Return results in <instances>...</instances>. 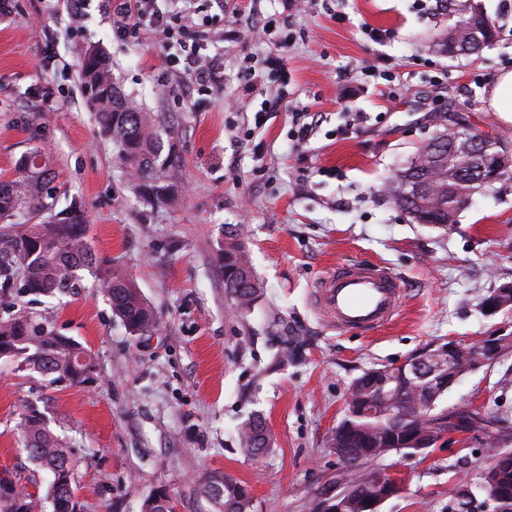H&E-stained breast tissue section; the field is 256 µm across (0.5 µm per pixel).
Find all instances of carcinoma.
Listing matches in <instances>:
<instances>
[{
    "label": "carcinoma",
    "instance_id": "cac0c4a2",
    "mask_svg": "<svg viewBox=\"0 0 512 512\" xmlns=\"http://www.w3.org/2000/svg\"><path fill=\"white\" fill-rule=\"evenodd\" d=\"M470 27L465 21L453 30L439 34L441 50L448 44L466 40ZM83 79L91 93L100 131L118 148L117 158L137 183L142 198L156 205H171L177 200L175 187L167 182L166 172L177 167L181 155L174 144L163 142L156 119L138 111L122 98L112 78L106 57L96 49L84 55ZM448 151L421 148L410 165L390 181L393 202L405 212L418 209L427 222L448 227V207L459 210L466 198L448 196V178L467 170L470 160L463 153L448 165ZM421 178L430 193L414 200L412 179ZM55 175L43 153L24 154L13 175L0 180V359L16 362L22 371L35 372L51 381L69 385L86 383L90 376L74 367L83 355L93 361L91 351L63 335L50 311L33 312L18 301L26 296L57 298L81 286L85 277L106 294L112 314L131 333L146 335L156 330L158 316L142 297L124 271L106 265L88 244L87 226L81 206L72 203L65 215L53 213L51 183ZM240 231H229L221 254L224 288L238 307L248 309L257 299L260 285L242 243ZM413 389H393V395L378 399L372 415L357 417L348 412L336 427L333 437L351 441L353 448L375 447L374 436L380 431L391 444L419 427L412 402ZM23 447L36 469L50 475L71 471V449L48 428L43 413L33 405L25 407L20 422ZM265 426L261 418L242 422L238 435L243 450L257 456L265 452ZM74 479L50 481L46 489L36 483V491L19 484L12 472H0V512H78ZM202 496L210 502L212 512H250L248 488L221 472H210L200 479Z\"/></svg>",
    "mask_w": 512,
    "mask_h": 512
}]
</instances>
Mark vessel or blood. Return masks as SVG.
<instances>
[{
    "label": "vessel or blood",
    "mask_w": 512,
    "mask_h": 512,
    "mask_svg": "<svg viewBox=\"0 0 512 512\" xmlns=\"http://www.w3.org/2000/svg\"><path fill=\"white\" fill-rule=\"evenodd\" d=\"M403 292L400 279L380 265L345 264L315 286L314 301L339 331H368L387 324Z\"/></svg>",
    "instance_id": "b4317fda"
}]
</instances>
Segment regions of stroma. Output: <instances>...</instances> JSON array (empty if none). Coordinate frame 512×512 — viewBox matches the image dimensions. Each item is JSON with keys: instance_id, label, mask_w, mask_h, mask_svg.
I'll return each mask as SVG.
<instances>
[{"instance_id": "35a3bbf8", "label": "stroma", "mask_w": 512, "mask_h": 512, "mask_svg": "<svg viewBox=\"0 0 512 512\" xmlns=\"http://www.w3.org/2000/svg\"><path fill=\"white\" fill-rule=\"evenodd\" d=\"M478 2L498 37L480 55L451 58L431 47L436 0H317L305 12L284 11L281 0H195L194 31L224 61L222 87L198 92L151 32L117 39L98 5L72 35L64 0H12L0 16V180L41 149L57 209L81 205L92 250L123 269L160 326L130 334L89 278L59 300L24 298L31 310L55 307L95 370L88 383L56 386L0 360V469L32 477L18 427L32 405L73 450L80 512H141L159 487L178 512H208L198 485L215 470L248 485L251 512H320L342 490L331 438L356 377L438 342L511 333L512 311L489 316L482 304L512 283V177L476 192L450 229L416 223L385 190L456 123L512 143V123L487 108L498 74L512 69V0ZM261 18L292 32L291 45L276 44ZM90 48L109 57L129 101L163 117L162 138L181 153L170 172L176 204L147 205L100 134L82 79ZM276 56L281 66L264 67ZM253 65L249 107L225 108ZM271 101L278 111L255 127ZM296 112L314 127L301 145ZM359 112L368 121L357 126ZM350 125L354 133L339 136ZM234 225L261 285L247 311L220 268ZM342 263H377L400 277L405 292L388 324L339 332L326 322L313 290ZM467 402L502 421V446L512 449V351L443 400ZM254 414L271 439L260 457L236 433ZM489 464L486 446L468 435L425 458L392 454L371 466L406 476L382 512H455L461 486Z\"/></svg>"}]
</instances>
